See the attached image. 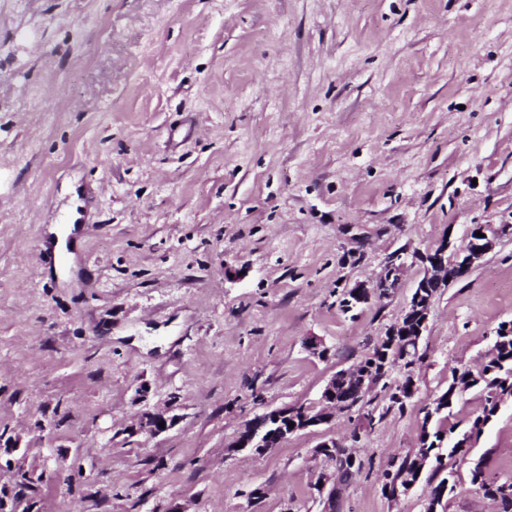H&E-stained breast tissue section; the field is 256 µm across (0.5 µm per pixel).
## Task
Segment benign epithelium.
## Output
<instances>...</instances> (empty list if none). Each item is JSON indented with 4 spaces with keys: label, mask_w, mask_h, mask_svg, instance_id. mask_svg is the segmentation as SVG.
<instances>
[{
    "label": "benign epithelium",
    "mask_w": 512,
    "mask_h": 512,
    "mask_svg": "<svg viewBox=\"0 0 512 512\" xmlns=\"http://www.w3.org/2000/svg\"><path fill=\"white\" fill-rule=\"evenodd\" d=\"M477 231L482 233V236L471 240L470 244L461 249L450 250V242L445 239L436 249L427 253H417L410 256L404 251H397L390 254L384 262L381 273L372 283H359L350 289L349 294L352 295V299L347 301V304L351 305L355 302L367 304L388 297L393 290L400 286L402 276L408 267V259L411 257L422 261L425 267V276L417 285L419 289L435 288L438 290L448 286V267L450 266L455 269L458 278L467 277L474 264L492 251L498 236V231L490 227L483 226L472 229L474 233ZM421 297L422 293L419 292L416 298L409 303V306L414 308L415 317L418 320V325L415 326L414 330H408L403 321L400 320L390 331V336L381 338V341L385 342L390 348L389 357L392 359L400 355L396 337L410 335L420 337L426 328L430 303L420 302ZM352 375H357V371L343 370L334 374L325 385L320 396V402L325 404V407L317 412L308 407L303 408L302 425L289 426L288 413L281 409L265 412L253 417L245 424L244 429L230 445V448H250L257 453L265 454L271 451V448H278L288 441V436L331 421L336 417L338 411L352 412L362 403L369 389L374 385L367 374L360 375L359 400L352 404L336 392V379L341 377L347 380Z\"/></svg>",
    "instance_id": "7a95c632"
}]
</instances>
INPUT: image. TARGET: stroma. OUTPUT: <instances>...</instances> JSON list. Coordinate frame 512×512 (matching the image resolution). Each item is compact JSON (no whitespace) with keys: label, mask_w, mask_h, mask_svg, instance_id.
I'll use <instances>...</instances> for the list:
<instances>
[{"label":"stroma","mask_w":512,"mask_h":512,"mask_svg":"<svg viewBox=\"0 0 512 512\" xmlns=\"http://www.w3.org/2000/svg\"><path fill=\"white\" fill-rule=\"evenodd\" d=\"M476 224H512V0H0V512H426L427 477L392 500L380 474L482 415L476 388L427 411L512 320L510 233L433 297L405 411L376 390L228 445L318 406L424 266L347 314L346 290ZM354 433L360 474L319 493L318 445ZM479 459L512 476V398L436 512H496Z\"/></svg>","instance_id":"35a3bbf8"}]
</instances>
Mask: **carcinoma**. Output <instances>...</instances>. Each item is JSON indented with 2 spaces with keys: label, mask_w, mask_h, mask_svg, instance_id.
<instances>
[{
  "label": "carcinoma",
  "mask_w": 512,
  "mask_h": 512,
  "mask_svg": "<svg viewBox=\"0 0 512 512\" xmlns=\"http://www.w3.org/2000/svg\"><path fill=\"white\" fill-rule=\"evenodd\" d=\"M410 355L403 364L394 368L391 361L387 359L386 351L378 346H373L370 354L366 357L358 369L362 372L379 379L385 375H390L396 370L401 374V378L394 381V384H404L410 381L407 373L410 367L414 366L421 356L418 354V348L414 341H409ZM479 387L484 395L485 407L483 415L477 417L470 430L457 436L448 447V455L464 457L468 454L473 435L481 431L492 415L496 413L500 403L512 397V321L503 322L495 331L493 345L491 348V358L481 371L474 374L469 370L455 372L452 383L448 389L443 392L433 402L431 410L427 411V415H439L451 408L453 400L457 392L470 388ZM444 436L441 432L429 435L425 432L420 439V447L412 456H407L393 469H387L383 473V477L391 479V482L404 485L406 483H414L418 480L426 462L432 461V478L437 480V484L433 487L431 498L428 502L427 512H434L435 505L439 504L442 499L443 491L447 488L454 489L455 483L453 473L446 471L443 460L444 454L440 453ZM327 458L336 463V471L339 479L347 481L355 474L361 472L362 463H356L349 457H340L327 455ZM472 482L480 483L484 490V495L498 504V512H512V480L499 482L494 479L484 477L481 463H476L471 470Z\"/></svg>",
  "instance_id": "1"
}]
</instances>
